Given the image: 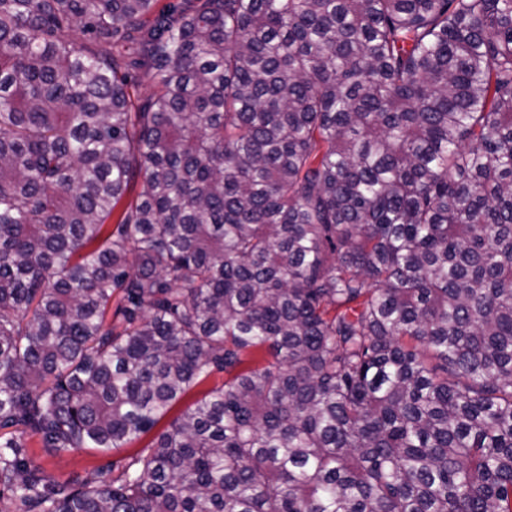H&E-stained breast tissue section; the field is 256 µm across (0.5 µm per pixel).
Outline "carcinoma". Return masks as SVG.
<instances>
[{"instance_id": "cac0c4a2", "label": "carcinoma", "mask_w": 512, "mask_h": 512, "mask_svg": "<svg viewBox=\"0 0 512 512\" xmlns=\"http://www.w3.org/2000/svg\"><path fill=\"white\" fill-rule=\"evenodd\" d=\"M2 430L14 512H512V0H0ZM224 373H214L202 385L196 387L187 397L160 420V422L138 441L126 448L112 450L107 453L93 448H73L60 456L48 453L38 436H25L24 443L29 459L33 464L41 466L49 478L55 482L65 483L103 477L112 480L116 478L128 458L142 448L151 445L156 436L161 433L168 422L178 415L189 403L201 397L207 390L224 384Z\"/></svg>"}]
</instances>
